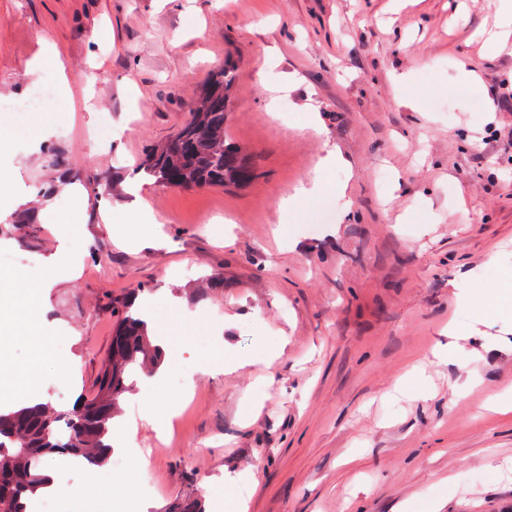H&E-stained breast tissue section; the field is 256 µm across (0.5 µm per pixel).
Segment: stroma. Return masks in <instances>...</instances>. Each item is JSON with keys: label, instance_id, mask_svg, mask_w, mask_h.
I'll use <instances>...</instances> for the list:
<instances>
[{"label": "stroma", "instance_id": "stroma-1", "mask_svg": "<svg viewBox=\"0 0 512 512\" xmlns=\"http://www.w3.org/2000/svg\"><path fill=\"white\" fill-rule=\"evenodd\" d=\"M493 23L490 0H0V99L68 80L40 144L11 129L0 203L9 270L74 253L41 295L39 330L59 338L41 400L93 393L115 298L170 292L210 330L177 346L183 384L139 375L120 399L141 464L64 473L61 512H224L212 488L228 475L247 512H512V473L494 472L512 411L486 408L512 391V320L481 315L512 269V47L480 39ZM46 43L63 72L30 70ZM228 61V130L255 178L159 187L139 165ZM316 167L321 199L283 211ZM136 183L154 236L126 244ZM212 273L223 291L199 297ZM224 347L244 367L206 370ZM156 400L178 404L170 428L142 420Z\"/></svg>", "mask_w": 512, "mask_h": 512}]
</instances>
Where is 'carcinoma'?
Returning <instances> with one entry per match:
<instances>
[{
    "instance_id": "carcinoma-1",
    "label": "carcinoma",
    "mask_w": 512,
    "mask_h": 512,
    "mask_svg": "<svg viewBox=\"0 0 512 512\" xmlns=\"http://www.w3.org/2000/svg\"><path fill=\"white\" fill-rule=\"evenodd\" d=\"M235 81V67L224 62L202 89L187 123L144 161L142 170L155 183L237 188L251 180V166L227 131ZM112 311L120 319L93 395L80 397L67 413L48 401L0 413V512H25L26 494L41 484L42 470L55 454L106 464L112 420L128 376L137 369L153 374L163 365V351L150 342L132 303L114 301Z\"/></svg>"
}]
</instances>
